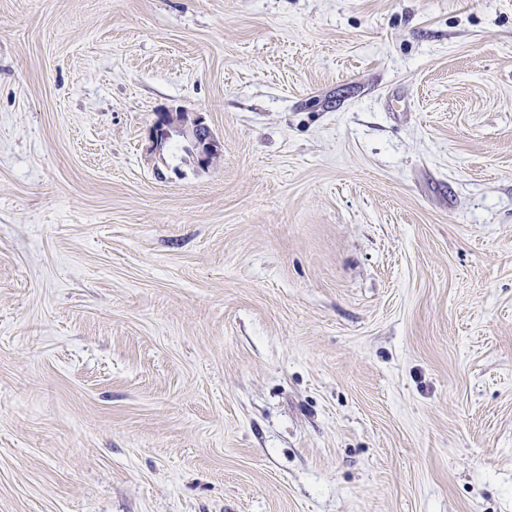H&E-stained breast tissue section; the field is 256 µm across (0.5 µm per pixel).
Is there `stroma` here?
I'll return each instance as SVG.
<instances>
[{
	"instance_id": "stroma-1",
	"label": "stroma",
	"mask_w": 512,
	"mask_h": 512,
	"mask_svg": "<svg viewBox=\"0 0 512 512\" xmlns=\"http://www.w3.org/2000/svg\"><path fill=\"white\" fill-rule=\"evenodd\" d=\"M0 512H512V0H0ZM148 137L153 150L159 153L174 139L186 141L195 151L196 163L203 169L209 168L212 159L223 152V142L201 118H195L188 123L184 119H174L166 112L160 113L149 130Z\"/></svg>"
}]
</instances>
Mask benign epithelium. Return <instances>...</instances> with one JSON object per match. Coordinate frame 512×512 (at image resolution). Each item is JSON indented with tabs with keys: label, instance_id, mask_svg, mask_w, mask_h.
<instances>
[{
	"label": "benign epithelium",
	"instance_id": "1",
	"mask_svg": "<svg viewBox=\"0 0 512 512\" xmlns=\"http://www.w3.org/2000/svg\"><path fill=\"white\" fill-rule=\"evenodd\" d=\"M174 139H182L188 143L195 151L196 163L203 169L209 168L212 159L223 152V142L202 119L195 118L189 123L166 112L159 114L149 130L153 150L164 151Z\"/></svg>",
	"mask_w": 512,
	"mask_h": 512
}]
</instances>
